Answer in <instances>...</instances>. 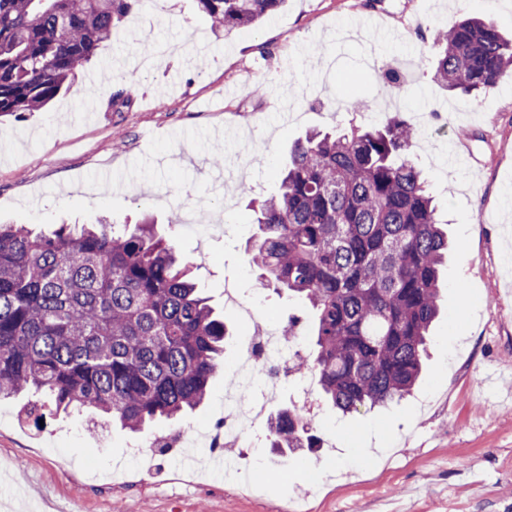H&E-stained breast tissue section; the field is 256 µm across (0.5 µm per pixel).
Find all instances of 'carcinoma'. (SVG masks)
<instances>
[{"instance_id":"cac0c4a2","label":"carcinoma","mask_w":512,"mask_h":512,"mask_svg":"<svg viewBox=\"0 0 512 512\" xmlns=\"http://www.w3.org/2000/svg\"><path fill=\"white\" fill-rule=\"evenodd\" d=\"M136 0H0V117L42 112L112 35ZM229 32L284 0H195ZM431 79L471 96L512 66V39L466 18L433 41ZM413 125L311 131L293 143L279 184L254 208L249 245L262 285L311 309L318 375L345 413L413 389L440 310L448 252L437 206L409 160ZM227 327L173 246L148 223L62 224L49 235L0 225V398L27 392L25 417L94 410L121 428L175 422L199 406ZM297 409L270 417V447L314 448Z\"/></svg>"}]
</instances>
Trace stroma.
I'll return each mask as SVG.
<instances>
[{
    "instance_id": "1",
    "label": "stroma",
    "mask_w": 512,
    "mask_h": 512,
    "mask_svg": "<svg viewBox=\"0 0 512 512\" xmlns=\"http://www.w3.org/2000/svg\"><path fill=\"white\" fill-rule=\"evenodd\" d=\"M484 14L512 33V0H285L270 20L229 35L194 0H137L48 110L0 120V224L48 233L150 212L223 311L228 360L244 329L224 308L228 285L278 322L301 317L299 353L314 354L311 311L262 288L245 254L257 232L250 200L276 188L282 157L307 131L404 113L449 240L441 312L413 392L345 417L311 383L321 447L249 449L265 469L255 494L240 495L223 472L185 466L178 448L130 454L131 433L86 412L24 423L18 398L0 403V512H279L292 499L301 512H512V405L481 388L485 371L512 370V303L503 300L512 290V68L475 98L431 79L437 29ZM388 65L399 84L381 79ZM95 75L99 112L86 119L80 89ZM127 89L129 102L113 107ZM354 97L364 103L357 112ZM217 149L220 170L209 163ZM190 194L210 201L223 233L178 225ZM230 379L219 368L179 430L215 432ZM306 392L288 377L268 413L299 406ZM317 470L320 483H310Z\"/></svg>"
}]
</instances>
